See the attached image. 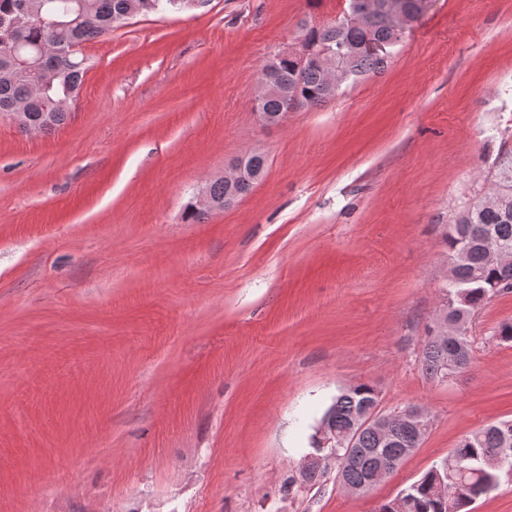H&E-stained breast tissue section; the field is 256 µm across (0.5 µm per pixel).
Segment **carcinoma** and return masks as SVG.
<instances>
[{
  "mask_svg": "<svg viewBox=\"0 0 512 512\" xmlns=\"http://www.w3.org/2000/svg\"><path fill=\"white\" fill-rule=\"evenodd\" d=\"M24 1L31 12L22 26L16 44L18 54H31L50 31L54 32L59 52L50 67L56 75L50 87L33 88L25 79L0 78V114L17 103L27 105V121L40 132H48L66 124L70 111L57 103L77 94L90 69L88 58L71 47L105 39L112 31L125 25L129 18L153 12L180 11L184 0H0V20L12 17L16 5ZM345 13L357 12L364 17L359 26L338 18L319 27H304L302 40L334 48L349 47L352 52L345 66L355 77L369 72L379 73L388 65L390 54H376L373 43L391 47L402 33L392 27L389 12L379 10V3H399L415 20L428 8V0H346ZM287 89V94H268L259 103L268 121L274 123L284 113L320 104L336 97L339 90L329 85L323 68L311 63L296 68L291 60L275 59L261 70ZM245 176L234 185L222 179L207 184L212 200L219 208L234 196L246 195L261 180L267 169V158L250 153L241 158ZM512 184V154L502 155L495 170L492 187L486 198L499 197L491 206L478 202L463 207L448 224L445 244L453 260V282L441 288L438 317L427 328L422 346L421 362L425 373L442 381L455 374L451 358L457 357L460 369L473 361L470 336H459L448 342L441 339L443 321H470L486 304L497 297L512 294V263L491 261L492 247L512 251V192H500V185ZM380 402L378 391L366 383L352 385L340 392L325 410L315 433L311 436L313 452L305 463L287 480V490L294 487H319L325 482L329 458L335 456L336 480L350 488L370 482L373 473L387 476L401 465L422 444L423 436L404 419L392 417L386 429L371 426L358 431L350 448H330L324 442L337 441L357 431V420ZM512 443V420L489 423L464 435L451 454L440 465L432 467L421 479L403 490L396 498L381 504L377 512H471L475 501L496 489L502 480L512 481V451L504 456L501 466L492 465L506 443Z\"/></svg>",
  "mask_w": 512,
  "mask_h": 512,
  "instance_id": "obj_1",
  "label": "carcinoma"
}]
</instances>
